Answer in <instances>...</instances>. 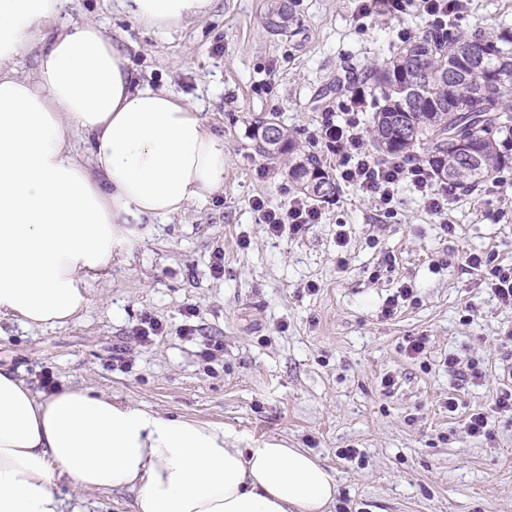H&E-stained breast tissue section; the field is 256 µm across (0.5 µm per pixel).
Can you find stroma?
<instances>
[{
    "label": "stroma",
    "instance_id": "obj_1",
    "mask_svg": "<svg viewBox=\"0 0 512 512\" xmlns=\"http://www.w3.org/2000/svg\"><path fill=\"white\" fill-rule=\"evenodd\" d=\"M265 5L215 0L207 17L160 32L128 19L116 0H67L66 19L97 21L139 85L197 105L223 135L224 189L115 250L88 278L92 303L76 321L25 330L0 317V364L40 392L48 377L57 388L93 387L224 425L245 448L306 449L336 479L329 512H512V414L492 410L499 376L512 367V307L467 263L478 250L512 264V172L500 192L458 196L439 214L406 184L394 215L385 214L340 180L319 128L324 113L352 109L368 123L369 101L353 104L330 84L345 68L390 58L397 29L417 34L425 22L363 19L356 0H298L296 33L277 35L263 23ZM452 23L512 26V0H470ZM264 112L336 182L319 203L321 223L292 237L268 235L251 207L256 197L287 207L295 192L284 163L253 149L249 123ZM406 285L413 298L384 315L386 298ZM151 319L164 334L138 342ZM188 321L196 335L179 336ZM415 336L427 342L412 357ZM473 363L483 384L469 378ZM480 408L491 412L493 442L467 433ZM342 448L357 457L340 458Z\"/></svg>",
    "mask_w": 512,
    "mask_h": 512
}]
</instances>
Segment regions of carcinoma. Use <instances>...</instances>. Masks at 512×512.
<instances>
[{"mask_svg": "<svg viewBox=\"0 0 512 512\" xmlns=\"http://www.w3.org/2000/svg\"><path fill=\"white\" fill-rule=\"evenodd\" d=\"M297 0H269L266 28L286 34L297 25ZM354 96L369 93L370 134L379 158L418 156L435 178L471 195L487 179L512 170V28L448 31L429 27L381 63L345 71L331 85ZM255 151L288 161V178L309 197L336 185L313 153L301 151L272 113L251 121ZM458 141L466 153L456 152Z\"/></svg>", "mask_w": 512, "mask_h": 512, "instance_id": "1", "label": "carcinoma"}]
</instances>
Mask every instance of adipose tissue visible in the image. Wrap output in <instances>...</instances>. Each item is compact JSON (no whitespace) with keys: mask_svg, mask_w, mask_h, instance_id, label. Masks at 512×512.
<instances>
[{"mask_svg":"<svg viewBox=\"0 0 512 512\" xmlns=\"http://www.w3.org/2000/svg\"><path fill=\"white\" fill-rule=\"evenodd\" d=\"M64 0H0V316L64 326L116 247L224 187V138L194 105L137 86L95 21L58 25ZM143 27L206 16L213 0H121ZM56 29L33 77L15 62ZM89 142L88 160L72 133ZM129 490L131 512H327L336 480L300 448H242L223 426L152 413L110 394L33 390L0 365V512H68L58 489Z\"/></svg>","mask_w":512,"mask_h":512,"instance_id":"obj_1","label":"adipose tissue"}]
</instances>
